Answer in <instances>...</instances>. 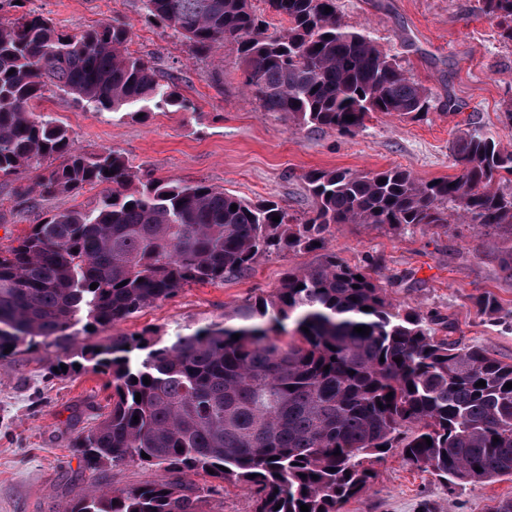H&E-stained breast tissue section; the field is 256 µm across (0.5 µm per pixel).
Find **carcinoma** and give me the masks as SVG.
I'll list each match as a JSON object with an SVG mask.
<instances>
[{"instance_id":"cac0c4a2","label":"carcinoma","mask_w":512,"mask_h":512,"mask_svg":"<svg viewBox=\"0 0 512 512\" xmlns=\"http://www.w3.org/2000/svg\"><path fill=\"white\" fill-rule=\"evenodd\" d=\"M263 2L287 20L283 34H266L251 0H142L147 21L202 58L236 45L245 86L265 111L300 128L355 135L376 113L429 111L428 89L349 28L336 0ZM478 3L512 43V0ZM131 38L116 20L71 33L30 13L0 23V177L41 168L42 195L102 188L95 208L56 214L0 250V358L8 347L12 355L53 347V366L73 371L86 362L109 375L112 403L73 445L84 469L171 474L80 495L67 512H212L226 485L249 490L252 512H300L303 504L339 512L369 487L367 462L390 448L445 481L512 474V364L436 335L440 320L397 307L371 274L334 252L235 306L221 327L169 345L124 333L101 345L86 336L72 349L79 332L113 327L186 286L240 276L262 256L321 250L332 224L459 222L512 232V150L475 130L453 142L460 173L450 180L423 181L401 167L305 174L312 210L304 219L201 183L136 184L117 151L85 153L56 118L32 112L54 88L97 111L183 106L128 51ZM359 326L369 334L354 332ZM481 380L486 386H476ZM198 476L211 483L197 484Z\"/></svg>"}]
</instances>
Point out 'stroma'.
Segmentation results:
<instances>
[{
    "label": "stroma",
    "mask_w": 512,
    "mask_h": 512,
    "mask_svg": "<svg viewBox=\"0 0 512 512\" xmlns=\"http://www.w3.org/2000/svg\"><path fill=\"white\" fill-rule=\"evenodd\" d=\"M344 21L369 34L396 57L433 97L429 112L401 118L374 114L358 134L298 128L287 116L267 112L247 91L233 44L213 57L196 56L170 29L147 23L140 0H24L22 9L0 10V22L27 11L57 29L75 32L120 20L132 32L128 50L148 60L184 107L154 111L94 112L54 90L32 106L69 129L86 153L119 152L145 181L202 182L248 201H273L300 218L312 200L302 181L314 169L411 170L428 181L455 177L450 151L461 132L476 129L512 149V43L504 42L477 0H337ZM32 169L0 177V248L13 245L31 225L53 214L96 206L100 192L41 196ZM512 239L468 224L415 226L392 231L366 224L331 227L326 250L378 280L395 304L444 318L450 336L476 343L512 363V331L493 325L474 304L490 295L512 311V276L502 269ZM323 251L260 258L245 275L183 288L113 328L95 330L103 343L112 333L145 335L169 344L177 334L220 326L230 307L274 291L291 268L319 262ZM55 349L38 348L0 358V512H64L78 495L102 486L151 479L136 466L84 471L72 450L74 437L91 426L88 403L106 404L107 375L86 368L49 374ZM369 489L341 512H417L421 500L436 512H494L512 499V475L483 483L449 484L407 465L399 449L373 462Z\"/></svg>",
    "instance_id": "stroma-1"
}]
</instances>
